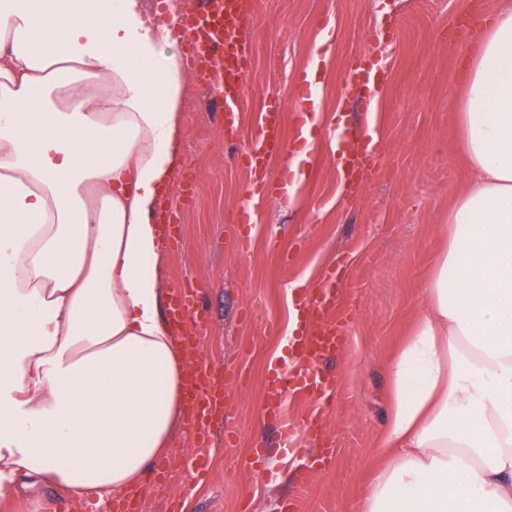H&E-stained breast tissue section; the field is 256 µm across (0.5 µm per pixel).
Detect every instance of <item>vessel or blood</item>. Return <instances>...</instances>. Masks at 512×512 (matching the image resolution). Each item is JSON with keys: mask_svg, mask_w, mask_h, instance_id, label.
Wrapping results in <instances>:
<instances>
[{"mask_svg": "<svg viewBox=\"0 0 512 512\" xmlns=\"http://www.w3.org/2000/svg\"><path fill=\"white\" fill-rule=\"evenodd\" d=\"M255 14L252 0H201L198 7L180 19L185 60L199 81L213 88L224 104V133L232 135L239 123V104L243 96L245 77L249 71L248 53L239 39L240 32L253 24ZM280 152L284 165L277 179H260L250 189L252 202L238 211L239 223L256 221V207L273 195L286 190L293 182L289 160L293 154L285 139L276 108L258 115L254 134L240 160L252 170L264 169L272 152ZM381 152L374 138H366L360 150L344 149L336 155V169L346 181L362 179L379 168ZM335 296L315 293L302 296L299 310L311 326L310 331L296 339L292 347L297 361H281L271 370L268 386L271 396L264 403L266 415L279 421L280 449L283 458L294 452L297 435H308L317 448L314 456L306 458L296 473L298 483H306L310 473L329 465L336 455L335 444L325 437L322 414L312 411L289 417V397L303 395L319 401H329L337 387L334 375L321 369L322 361L339 352L348 340V316L335 313ZM170 316L178 328L190 331L189 350L198 347L196 331L204 325L202 314L196 310V291L176 289L170 304ZM190 404L185 426L194 436L197 446H208L213 422L223 419L225 390L223 384L213 383L204 367L190 373Z\"/></svg>", "mask_w": 512, "mask_h": 512, "instance_id": "obj_1", "label": "vessel or blood"}]
</instances>
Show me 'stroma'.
I'll return each mask as SVG.
<instances>
[{"instance_id":"1","label":"stroma","mask_w":512,"mask_h":512,"mask_svg":"<svg viewBox=\"0 0 512 512\" xmlns=\"http://www.w3.org/2000/svg\"><path fill=\"white\" fill-rule=\"evenodd\" d=\"M501 0H254L246 32L251 58L240 103L238 137L225 139L212 89L185 71L184 157L172 194L179 199L175 240L165 244L163 284L195 288L208 318L198 360L227 378L225 419L214 427L204 479L182 471L166 482L145 479L142 512H355L382 450L389 412L390 358L423 309V285L440 249L448 217L468 171L450 112L463 61L478 22ZM384 59L375 101L348 89L349 66L367 53ZM310 78L321 120L316 147L300 163L297 189L260 209L247 253H240L235 214L255 175L238 156L264 103L282 105L292 128L295 84ZM346 112L353 141L377 126L383 162L359 186L336 172V111ZM191 198H183L187 180ZM341 265L338 305L351 316L347 346L331 360L339 376L324 426L335 441L331 469L297 484L288 464L270 463L273 477L245 467L251 449L276 448L275 421L265 416L269 368L290 356L294 294L321 287Z\"/></svg>"}]
</instances>
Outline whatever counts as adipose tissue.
<instances>
[{
	"mask_svg": "<svg viewBox=\"0 0 512 512\" xmlns=\"http://www.w3.org/2000/svg\"><path fill=\"white\" fill-rule=\"evenodd\" d=\"M143 0H0V500L123 496L183 428L155 220L182 64ZM470 176L394 356L388 461L357 512H512V0L453 97Z\"/></svg>",
	"mask_w": 512,
	"mask_h": 512,
	"instance_id": "adipose-tissue-1",
	"label": "adipose tissue"
}]
</instances>
